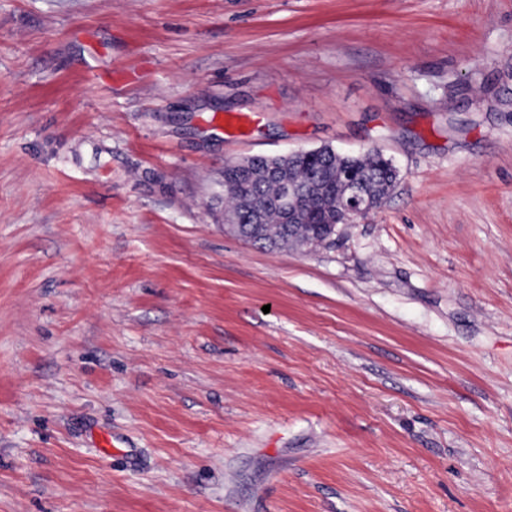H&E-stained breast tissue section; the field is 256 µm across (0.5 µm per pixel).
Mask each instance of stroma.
I'll list each match as a JSON object with an SVG mask.
<instances>
[{
  "label": "stroma",
  "mask_w": 512,
  "mask_h": 512,
  "mask_svg": "<svg viewBox=\"0 0 512 512\" xmlns=\"http://www.w3.org/2000/svg\"><path fill=\"white\" fill-rule=\"evenodd\" d=\"M322 146L390 197L225 231ZM0 512H512V0H0ZM369 149L383 155L375 147ZM379 154L362 153L353 158L340 154H312L288 159L253 156L242 168L227 162L222 183L224 207L235 208L240 224L248 225L252 224V208L257 203L262 205V210H254L250 232L255 245H271L267 238H274L279 240L280 246H305L313 232L311 224H315L312 236L317 247L331 241L338 224H350L356 218H363L384 202L376 204L366 200L360 182L348 184L349 175L358 176L371 198L384 196L392 188V177L388 158ZM284 183L294 185H287L284 190L285 213L280 201ZM348 185V193L338 203L335 217L325 224H317L319 214L323 212L320 195H324V204L328 200L335 201ZM295 187L309 196L304 199L301 213ZM261 211L267 238L262 230ZM284 214L286 219L282 227ZM300 220L302 224H298ZM294 224L299 227L291 237L280 238L281 227L282 235L286 236L293 231Z\"/></svg>",
  "instance_id": "1"
}]
</instances>
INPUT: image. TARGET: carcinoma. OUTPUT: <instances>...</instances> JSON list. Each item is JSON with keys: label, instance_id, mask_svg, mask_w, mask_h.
Masks as SVG:
<instances>
[{"label": "carcinoma", "instance_id": "obj_1", "mask_svg": "<svg viewBox=\"0 0 512 512\" xmlns=\"http://www.w3.org/2000/svg\"><path fill=\"white\" fill-rule=\"evenodd\" d=\"M361 178L366 193L372 198L384 196L392 188L388 158L362 153L353 158L340 154H312L280 159L253 157L245 167L224 164V206L239 213L240 223H252V208L262 205L264 232L279 244L305 246L322 213L320 201L340 198L348 186V177ZM294 185L308 195L302 205V224L291 237L280 238L284 218L281 204L283 184Z\"/></svg>", "mask_w": 512, "mask_h": 512}]
</instances>
